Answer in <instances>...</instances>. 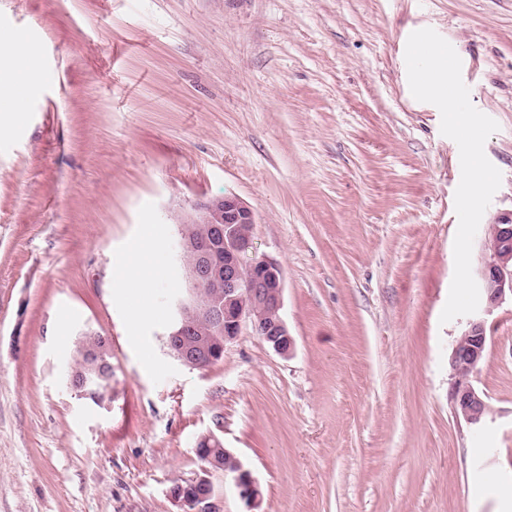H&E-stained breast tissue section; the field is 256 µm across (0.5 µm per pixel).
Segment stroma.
<instances>
[{"instance_id": "obj_1", "label": "stroma", "mask_w": 512, "mask_h": 512, "mask_svg": "<svg viewBox=\"0 0 512 512\" xmlns=\"http://www.w3.org/2000/svg\"><path fill=\"white\" fill-rule=\"evenodd\" d=\"M423 28L499 125L481 222L511 221L512 0H0L15 75L39 74L0 132V512H177L208 434L257 512H506L512 299L483 315L475 430L449 398L469 319L439 322L459 149L405 62ZM224 194L283 267L295 349L246 327L191 369L165 347L179 225ZM88 331L111 342L101 406L68 381ZM216 446H220V440L211 434L201 437L197 443L195 452L205 464L204 471L209 473L211 470H224V473H232L239 497L248 508L253 509L259 503L261 497L257 479L249 470L244 468L241 461L233 453L224 448V459L228 463H232V469H229L228 465L224 464L222 459L215 454L216 448L214 447Z\"/></svg>"}]
</instances>
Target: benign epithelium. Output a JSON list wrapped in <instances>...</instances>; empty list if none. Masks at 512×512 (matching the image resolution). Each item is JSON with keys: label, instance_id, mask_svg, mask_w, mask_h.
<instances>
[{"label": "benign epithelium", "instance_id": "obj_1", "mask_svg": "<svg viewBox=\"0 0 512 512\" xmlns=\"http://www.w3.org/2000/svg\"><path fill=\"white\" fill-rule=\"evenodd\" d=\"M254 224V211L235 195L199 200L183 220L179 253L190 288L177 304L167 346L170 355L187 367L201 369L222 356L246 325L277 354L287 357L294 350V338L283 317V269L276 259L257 254ZM218 242L224 243L222 266L213 259ZM484 248L488 258L478 275L489 310L512 295V223L488 225ZM486 349L485 323L476 319L457 338L450 357L453 411L472 428L482 426L489 412L484 394L472 382ZM218 445L220 440L211 434L199 439L195 452L204 471L232 473L241 500L248 508L255 507L261 497L257 479L229 450L218 457ZM200 484L210 481L199 476L171 487L170 495L180 512H221L213 494L192 493Z\"/></svg>", "mask_w": 512, "mask_h": 512}]
</instances>
